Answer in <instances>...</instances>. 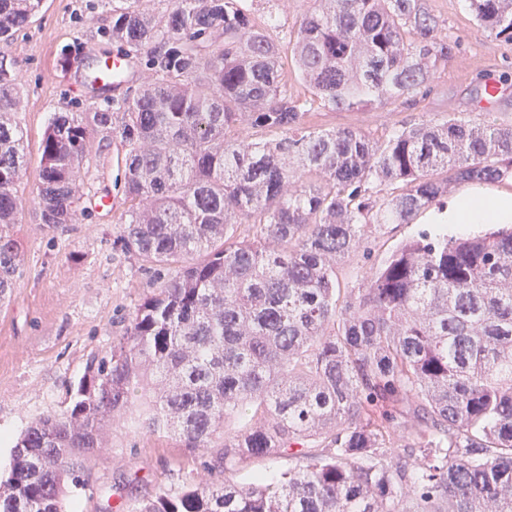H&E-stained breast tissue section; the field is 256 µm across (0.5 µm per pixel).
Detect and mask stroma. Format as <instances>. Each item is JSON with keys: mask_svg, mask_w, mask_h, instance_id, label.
Returning a JSON list of instances; mask_svg holds the SVG:
<instances>
[{"mask_svg": "<svg viewBox=\"0 0 512 512\" xmlns=\"http://www.w3.org/2000/svg\"><path fill=\"white\" fill-rule=\"evenodd\" d=\"M313 0H288L272 9L255 0L259 21L287 44ZM454 44L434 80L407 102L361 111H332L312 105L315 129L355 127L378 139L402 123L455 116L512 124V42L476 21L469 0H431ZM112 8L102 0H42L39 10L0 40V67L21 89L14 114L24 131L26 164L17 194L22 204L13 234L19 243L22 275L0 301V434L17 437L40 416L59 412L94 356L109 351L126 333L134 307L158 274L143 269L118 242L124 198L115 185L125 147L120 135L93 137L81 185L77 220L65 232L40 226L37 187L44 133L55 113L85 112L102 98L77 78L99 58L118 49L109 31ZM499 81L503 92L486 103L484 82ZM106 194L112 212L95 210L90 199ZM434 210L409 224H387L366 249L338 265L342 287H360L402 242L432 232ZM107 447L92 458L78 482L68 484L66 512H101L107 505H131L173 484L211 479L204 467L211 453L180 447L175 440L137 436L114 422Z\"/></svg>", "mask_w": 512, "mask_h": 512, "instance_id": "stroma-1", "label": "stroma"}]
</instances>
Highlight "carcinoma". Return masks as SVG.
<instances>
[{"label": "carcinoma", "mask_w": 512, "mask_h": 512, "mask_svg": "<svg viewBox=\"0 0 512 512\" xmlns=\"http://www.w3.org/2000/svg\"><path fill=\"white\" fill-rule=\"evenodd\" d=\"M40 4L0 0V39ZM315 4L290 39L303 100L246 0H113L112 40L146 58L149 80L132 100L53 119L40 227L72 222L90 134L117 131L121 248L168 276L71 405L17 438L0 512H63L65 483L116 420L213 449L212 472L271 453L301 462L160 488L129 512H512V227L423 233L344 293L336 272L372 229L443 211L452 184L512 179V125L448 118L376 140L309 127L314 102L408 99L453 49L429 0ZM470 6L512 42V0ZM18 96L0 66V299L21 273ZM246 413L265 423L224 430Z\"/></svg>", "instance_id": "carcinoma-1"}]
</instances>
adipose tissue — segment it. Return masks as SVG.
<instances>
[{
  "label": "adipose tissue",
  "mask_w": 512,
  "mask_h": 512,
  "mask_svg": "<svg viewBox=\"0 0 512 512\" xmlns=\"http://www.w3.org/2000/svg\"><path fill=\"white\" fill-rule=\"evenodd\" d=\"M436 221L455 230L473 224H511L512 193L470 192L456 196L449 200L447 211L438 215Z\"/></svg>",
  "instance_id": "ef3b65f1"
}]
</instances>
